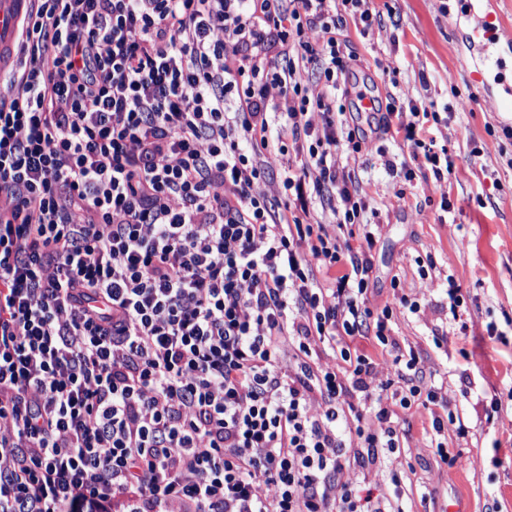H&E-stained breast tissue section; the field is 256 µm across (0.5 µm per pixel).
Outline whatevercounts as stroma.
<instances>
[{
    "mask_svg": "<svg viewBox=\"0 0 512 512\" xmlns=\"http://www.w3.org/2000/svg\"><path fill=\"white\" fill-rule=\"evenodd\" d=\"M384 20L369 38L351 35L356 59L352 81L377 98V113L359 117L373 149L358 177L378 227L371 252L368 302L382 307L402 288L422 310L395 307L400 342L420 352L425 373L444 377L448 407L463 415L465 436L455 428L438 435L430 409L416 405L403 415L402 450L413 470L404 480V512H512V141L483 151L488 127L512 126L495 95L468 75L469 31L458 24L465 0H374ZM428 85H421L420 75ZM433 102L452 110L442 145L454 167L439 189L429 167L413 181L389 176L383 160L403 161L397 142L375 129L389 105ZM453 209L444 212L442 195ZM431 269L421 278L420 266ZM462 289L461 321L448 308L446 276ZM498 336H488V324ZM460 455L456 475L440 462L436 446ZM435 499L422 500L425 489Z\"/></svg>",
    "mask_w": 512,
    "mask_h": 512,
    "instance_id": "obj_1",
    "label": "stroma"
}]
</instances>
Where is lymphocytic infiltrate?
I'll return each mask as SVG.
<instances>
[{"label": "lymphocytic infiltrate", "mask_w": 512, "mask_h": 512, "mask_svg": "<svg viewBox=\"0 0 512 512\" xmlns=\"http://www.w3.org/2000/svg\"><path fill=\"white\" fill-rule=\"evenodd\" d=\"M381 23L370 0H32L0 101V512H399L402 412L466 435L394 336L418 303L367 305L338 97L347 26ZM429 118L379 129L442 186Z\"/></svg>", "instance_id": "1"}]
</instances>
